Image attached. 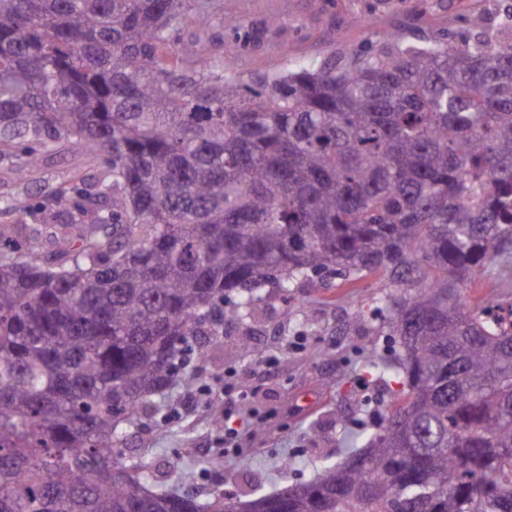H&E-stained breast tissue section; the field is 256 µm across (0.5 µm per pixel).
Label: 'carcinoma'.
I'll return each mask as SVG.
<instances>
[{
  "instance_id": "carcinoma-1",
  "label": "carcinoma",
  "mask_w": 512,
  "mask_h": 512,
  "mask_svg": "<svg viewBox=\"0 0 512 512\" xmlns=\"http://www.w3.org/2000/svg\"><path fill=\"white\" fill-rule=\"evenodd\" d=\"M207 4L0 0V157L79 154V218L0 253V512H512V319L461 289L512 263V12L245 82ZM323 273L379 274L401 377L308 482L202 499L134 429L222 336Z\"/></svg>"
}]
</instances>
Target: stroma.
I'll list each match as a JSON object with an SVG mask.
<instances>
[{"instance_id": "35a3bbf8", "label": "stroma", "mask_w": 512, "mask_h": 512, "mask_svg": "<svg viewBox=\"0 0 512 512\" xmlns=\"http://www.w3.org/2000/svg\"><path fill=\"white\" fill-rule=\"evenodd\" d=\"M211 29L231 50L224 55L226 71L249 76L280 70L289 63L316 66L325 60L344 64L366 52L383 36L416 41L452 34L473 39L494 27L512 0H213ZM237 27H229V20ZM84 165L71 156H53L27 178H19L10 161L0 160V199L21 198L24 215L0 213V224L13 225L12 239L23 242L31 228L51 235L47 224V194L64 187L77 198ZM385 280L370 277L357 287H340L338 280L300 290L289 302L263 307L239 328L211 338L207 382L235 369L254 388L248 407L273 416L264 431H253L242 455L217 457L222 436L220 413L197 401L184 404L181 417L163 427L144 430L139 447L148 449L156 465L175 463L176 475L190 480L199 495L222 481L249 499L286 485L311 480L324 461H342L350 436L373 432L388 409L389 388L368 379L369 358L397 362L399 350L371 316ZM492 300H512V267L495 270L464 292L469 308ZM249 334L259 358L242 359L237 351L241 334ZM298 350H290L293 340ZM279 359L273 378L260 376V362ZM296 458L289 469L279 468L282 456ZM218 467H211L212 459Z\"/></svg>"}]
</instances>
